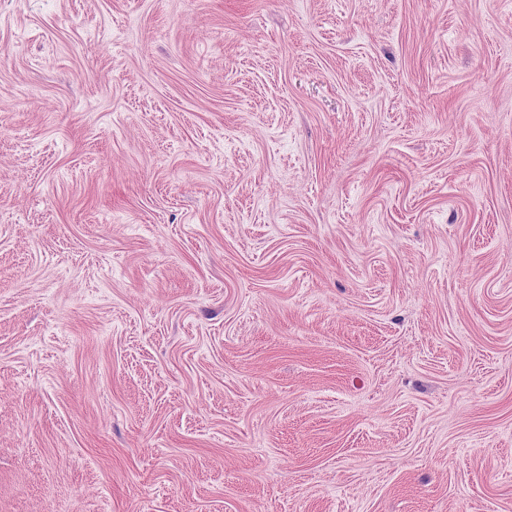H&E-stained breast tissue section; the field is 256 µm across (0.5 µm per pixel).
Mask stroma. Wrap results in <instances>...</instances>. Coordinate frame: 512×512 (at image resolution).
<instances>
[{"instance_id":"35a3bbf8","label":"stroma","mask_w":512,"mask_h":512,"mask_svg":"<svg viewBox=\"0 0 512 512\" xmlns=\"http://www.w3.org/2000/svg\"><path fill=\"white\" fill-rule=\"evenodd\" d=\"M0 512H512V0H0Z\"/></svg>"}]
</instances>
